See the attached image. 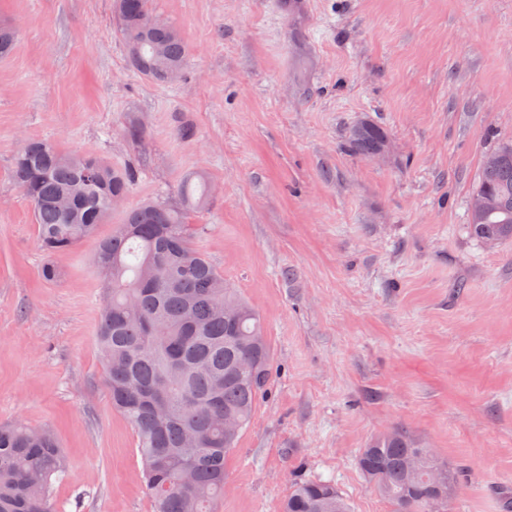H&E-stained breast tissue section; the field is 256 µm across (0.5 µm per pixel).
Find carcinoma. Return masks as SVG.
Wrapping results in <instances>:
<instances>
[{"instance_id":"cac0c4a2","label":"carcinoma","mask_w":512,"mask_h":512,"mask_svg":"<svg viewBox=\"0 0 512 512\" xmlns=\"http://www.w3.org/2000/svg\"><path fill=\"white\" fill-rule=\"evenodd\" d=\"M114 12L130 66L151 81H175L187 55L177 27L152 24L149 0H114ZM385 138L381 128L361 125L351 142L368 156ZM14 168L49 256L94 238L117 210L112 200H126L136 177L130 168L92 153L65 154L45 140L24 143ZM476 192L502 208L469 215L471 233L482 241L512 237V158L481 169ZM210 193L203 177L190 178L174 202L147 200L126 210L91 257L100 288L95 344L112 409L135 434L152 512H215L226 454L269 383L271 351L258 312L195 246L206 225L185 222L188 212L206 208ZM226 303L239 309L233 323L224 319ZM226 415L240 421L231 437L224 434ZM418 456L413 480L409 463ZM358 466L390 512H432L448 495L435 481L436 471L450 472L448 465L403 431L375 438L361 449ZM66 474L50 430L0 424V512H59L50 487ZM283 512L352 509L334 483L297 480Z\"/></svg>"}]
</instances>
